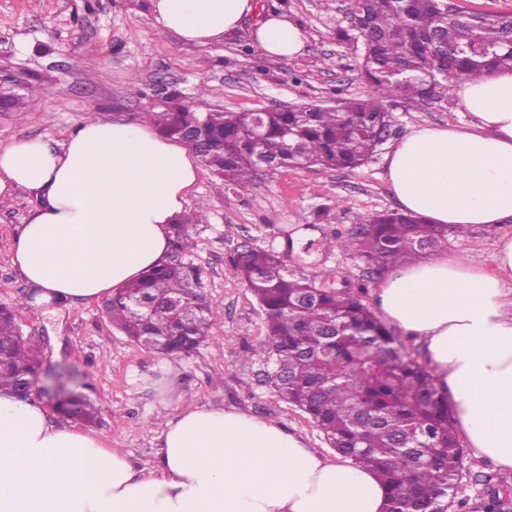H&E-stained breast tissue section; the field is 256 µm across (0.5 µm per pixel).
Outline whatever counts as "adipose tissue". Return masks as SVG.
<instances>
[{"label": "adipose tissue", "mask_w": 512, "mask_h": 512, "mask_svg": "<svg viewBox=\"0 0 512 512\" xmlns=\"http://www.w3.org/2000/svg\"><path fill=\"white\" fill-rule=\"evenodd\" d=\"M185 42L222 41L255 0H152ZM256 41L271 58L304 48L300 27L270 17ZM456 127H418L387 155L402 211L462 228L512 217V70L461 78ZM197 171L188 149L145 124L89 119L62 143L0 148V198L37 204L13 263L27 301L107 300L167 261ZM385 317L421 341L474 458L512 474V239L483 264L441 253L392 272ZM388 487L369 468L307 448L279 423L234 409H183L145 472L98 435L51 424L38 404L0 395V512H385Z\"/></svg>", "instance_id": "ef3b65f1"}]
</instances>
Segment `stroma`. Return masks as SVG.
I'll use <instances>...</instances> for the list:
<instances>
[{"label":"stroma","mask_w":512,"mask_h":512,"mask_svg":"<svg viewBox=\"0 0 512 512\" xmlns=\"http://www.w3.org/2000/svg\"><path fill=\"white\" fill-rule=\"evenodd\" d=\"M348 6L349 0H265L260 14L245 18L233 35L199 46L165 30L151 0H0V70L35 79L42 88L38 106L0 116V147L21 139L64 142L92 112L139 122L159 82L176 86L203 112L370 98L372 89L354 68L361 39L336 35L351 27ZM264 15L298 22L305 35L302 53L289 59L244 53ZM202 82L210 92L201 98ZM385 106L393 117L390 140L355 169L303 165L263 171L251 183L230 188L199 167L189 200L205 204L206 217L189 229L178 257L203 268L213 325L189 355L164 357L131 341L112 325L100 301L61 303L51 314L21 308L24 333L47 341V369L69 366L86 375L100 412L93 432L130 455L139 469L155 468L167 422L191 401L276 421L306 447L331 453L313 420L279 395L267 364L245 357L244 347L265 340L264 313L227 259L243 245L287 249L299 276L324 288L349 286L376 307L382 276L357 254L340 250L338 238L369 215L397 209L385 178L393 141L421 125L447 127L468 119L445 95L424 102L395 98ZM35 205L31 192L19 188L0 208V301L29 292L12 253ZM505 236L512 238V220L453 228L446 249L486 263ZM498 491L494 465L464 454L457 494L444 512H485Z\"/></svg>","instance_id":"stroma-1"}]
</instances>
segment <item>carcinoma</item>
<instances>
[{"mask_svg":"<svg viewBox=\"0 0 512 512\" xmlns=\"http://www.w3.org/2000/svg\"><path fill=\"white\" fill-rule=\"evenodd\" d=\"M350 10L365 47L357 72L373 97L288 112H199L169 88L166 103L143 113L144 121L162 135L199 141L201 162L226 186L238 187L254 180L265 159L277 170L359 167L376 148L375 131L391 130L385 101H424L449 91L461 76L512 69V13L482 14L477 22L471 14L450 13L443 0H351ZM25 88L19 94L3 82L0 111L38 105L37 87L28 82ZM203 212L201 205L173 225L172 250ZM365 223L366 233L351 232L338 246L377 271L448 242L447 225L399 211ZM228 262L265 314L266 342L245 347V356L271 366L280 395L310 415L332 447L377 473L390 489L387 512H433L453 497L463 448L448 396L399 337L354 292L317 287L274 251L245 245ZM204 278L200 267L174 256L118 289L106 301L107 315L132 339L153 337L151 348L163 354H188L212 327ZM21 307L17 299L0 302V393L17 397L43 373L39 353L21 338ZM87 386L68 375L46 392L60 415L91 423L98 409L83 392Z\"/></svg>","mask_w":512,"mask_h":512,"instance_id":"carcinoma-1","label":"carcinoma"}]
</instances>
